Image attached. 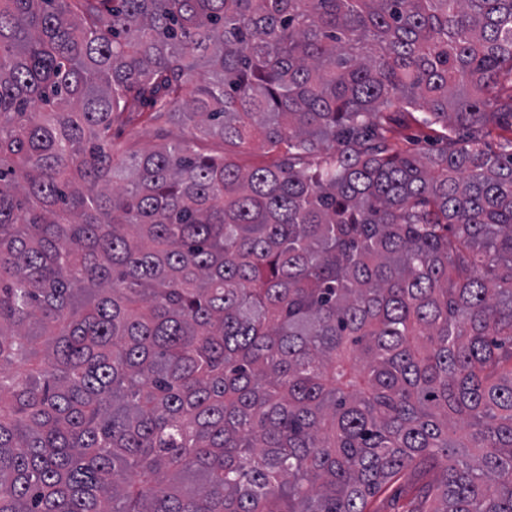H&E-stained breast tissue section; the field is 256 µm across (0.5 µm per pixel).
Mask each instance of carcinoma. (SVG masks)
I'll use <instances>...</instances> for the list:
<instances>
[{
	"label": "carcinoma",
	"mask_w": 512,
	"mask_h": 512,
	"mask_svg": "<svg viewBox=\"0 0 512 512\" xmlns=\"http://www.w3.org/2000/svg\"><path fill=\"white\" fill-rule=\"evenodd\" d=\"M423 474L512 512V0H0V512ZM181 134V128L169 123L166 118L140 125L136 129L135 149H152L163 142V139L175 138ZM436 126L426 127L413 121H407L398 128L399 137L410 142L411 147L426 149L432 148L436 144L437 133Z\"/></svg>",
	"instance_id": "cac0c4a2"
}]
</instances>
